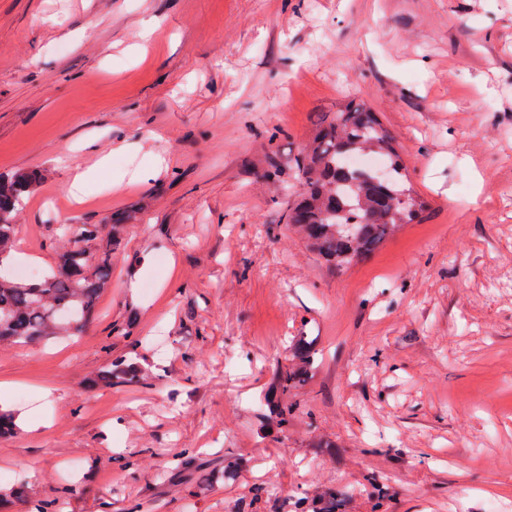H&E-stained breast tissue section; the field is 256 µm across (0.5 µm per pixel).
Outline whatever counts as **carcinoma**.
I'll list each match as a JSON object with an SVG mask.
<instances>
[{"mask_svg":"<svg viewBox=\"0 0 512 512\" xmlns=\"http://www.w3.org/2000/svg\"><path fill=\"white\" fill-rule=\"evenodd\" d=\"M373 154L390 166L393 180L385 183L365 170L349 167L357 155ZM299 190L288 202V223L309 247L333 268L347 269L370 257L403 224H411L426 209L425 200L409 183L394 137L378 113L362 99H351L323 112L311 138L288 160ZM41 182L37 170L0 176V346L56 344L76 337L92 320L112 276V250L117 227L135 217L131 210L114 224L62 227L71 235L57 252L54 266L38 279L24 280L4 273L16 248L17 217ZM319 359L315 344L301 336L288 347L286 364L277 368L263 393L265 408L258 433L286 436L301 412L302 394ZM148 384L141 366L119 356L92 375L87 387ZM20 431L16 412L0 407V439ZM371 512H385L388 494L371 473ZM17 501L29 512H53V502L37 498L24 481L0 482V512ZM289 512H351L346 491L333 485L315 492L297 491Z\"/></svg>","mask_w":512,"mask_h":512,"instance_id":"obj_1","label":"carcinoma"}]
</instances>
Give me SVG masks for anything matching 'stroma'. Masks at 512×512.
<instances>
[{
	"mask_svg": "<svg viewBox=\"0 0 512 512\" xmlns=\"http://www.w3.org/2000/svg\"><path fill=\"white\" fill-rule=\"evenodd\" d=\"M352 97L427 208L338 273L284 186ZM19 168L45 178L12 272H47L60 225L137 219L76 338L0 348L24 421L1 473L58 512H238L261 484L270 512L329 484L369 512L368 473L388 512H512V0H0V173ZM295 336L321 352L309 412L264 438ZM113 354L149 384L86 389ZM183 448L251 466L178 471Z\"/></svg>",
	"mask_w": 512,
	"mask_h": 512,
	"instance_id": "35a3bbf8",
	"label": "stroma"
}]
</instances>
